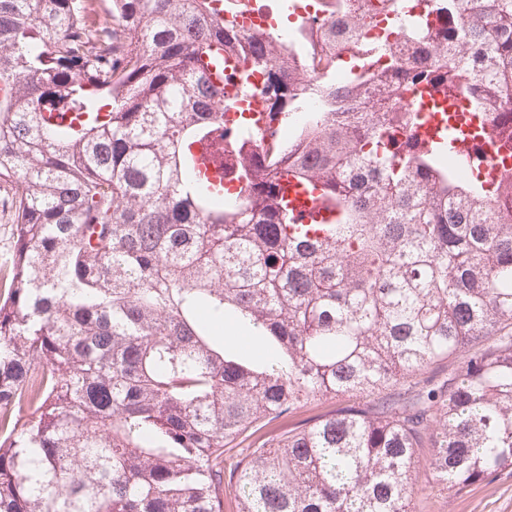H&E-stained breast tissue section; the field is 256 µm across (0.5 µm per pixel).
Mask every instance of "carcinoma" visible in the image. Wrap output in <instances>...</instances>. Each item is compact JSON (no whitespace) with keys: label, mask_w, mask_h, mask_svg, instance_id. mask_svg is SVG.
<instances>
[{"label":"carcinoma","mask_w":512,"mask_h":512,"mask_svg":"<svg viewBox=\"0 0 512 512\" xmlns=\"http://www.w3.org/2000/svg\"><path fill=\"white\" fill-rule=\"evenodd\" d=\"M353 0L356 41L395 0ZM392 53L355 94L311 83L283 39L247 41L212 0H0V512H414L422 449L459 494L512 470V220L498 189L381 125L426 83L472 92L512 141V0ZM265 73L293 152L212 190L225 59ZM320 125L293 123L312 93ZM338 218L286 233L278 175ZM249 328L264 365L224 353ZM453 359L447 375L430 370ZM326 397L341 404L261 433ZM241 449L227 466L224 453ZM8 206L6 207V203ZM13 225L10 201L5 194H0V282L6 276L5 260L9 257L13 247Z\"/></svg>","instance_id":"1"}]
</instances>
